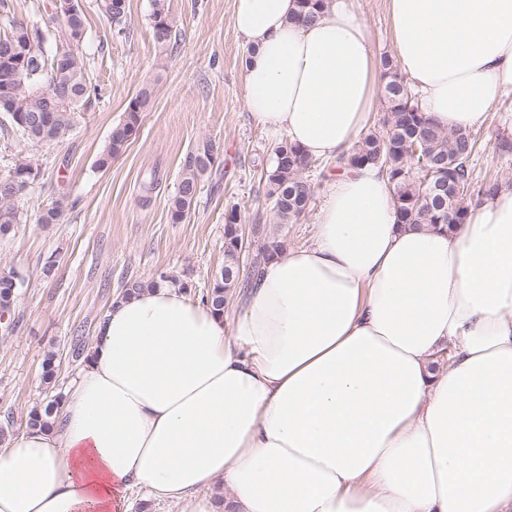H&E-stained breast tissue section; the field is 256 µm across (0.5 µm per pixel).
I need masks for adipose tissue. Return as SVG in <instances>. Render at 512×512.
Segmentation results:
<instances>
[{
	"mask_svg": "<svg viewBox=\"0 0 512 512\" xmlns=\"http://www.w3.org/2000/svg\"><path fill=\"white\" fill-rule=\"evenodd\" d=\"M351 2L305 24L297 0H235L243 106L311 159L349 153L384 84ZM386 2L436 125L512 96V0ZM314 224L233 330L173 286L113 300L52 429L0 447V512H128L136 488L179 512H512V184L448 233L348 168Z\"/></svg>",
	"mask_w": 512,
	"mask_h": 512,
	"instance_id": "obj_1",
	"label": "adipose tissue"
}]
</instances>
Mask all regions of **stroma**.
<instances>
[{"instance_id":"obj_1","label":"stroma","mask_w":512,"mask_h":512,"mask_svg":"<svg viewBox=\"0 0 512 512\" xmlns=\"http://www.w3.org/2000/svg\"><path fill=\"white\" fill-rule=\"evenodd\" d=\"M102 0H82L87 34L80 50L97 96L85 105L61 143L45 145L0 131V176L32 161L41 176L16 201L20 215L0 239V270L20 279L10 325L0 324V425L11 435L26 428L28 412L50 393H64L83 360L75 344L91 348L97 326L128 279L167 275L201 293L224 265V225L229 214L257 252L264 236L285 248L310 243L313 215L327 171L306 177L314 194L297 219L278 223L265 194L274 140L252 121L242 103L243 68L249 53L233 27L234 0H165L172 41L155 42L154 0H126L122 26L112 24ZM375 57L394 53L385 0H354ZM146 85L154 94L136 134L106 168L96 165L128 102ZM474 175L512 181V156L494 146L512 138V97L497 103L476 130ZM218 159L203 178L187 217L172 222L169 201L178 191L188 154L202 140ZM156 175L150 201L139 185ZM68 202L60 220L38 218L59 194ZM55 357V383L46 387L43 362Z\"/></svg>"}]
</instances>
